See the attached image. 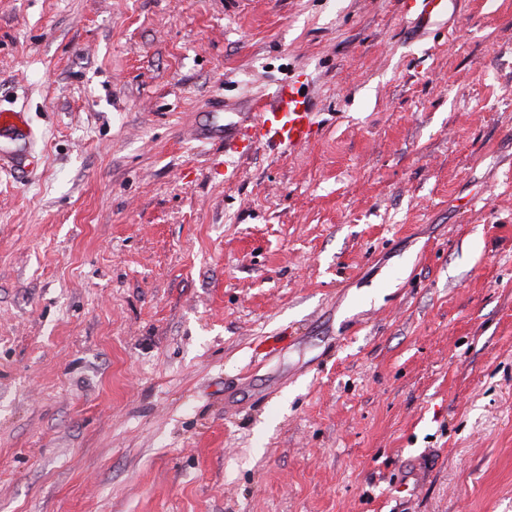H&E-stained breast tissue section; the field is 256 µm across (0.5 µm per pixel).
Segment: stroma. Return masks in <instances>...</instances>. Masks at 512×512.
<instances>
[{
  "label": "stroma",
  "mask_w": 512,
  "mask_h": 512,
  "mask_svg": "<svg viewBox=\"0 0 512 512\" xmlns=\"http://www.w3.org/2000/svg\"><path fill=\"white\" fill-rule=\"evenodd\" d=\"M1 105L0 512H512V0H0ZM274 97L275 106L255 109V112H261L256 124L240 125L229 134H224V124H216L211 138L218 139L227 150L238 153L248 151L253 143L270 139L288 150L304 146L314 133L312 104L290 83L281 85Z\"/></svg>",
  "instance_id": "obj_1"
}]
</instances>
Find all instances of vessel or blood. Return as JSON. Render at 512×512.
<instances>
[{"label":"vessel or blood","instance_id":"obj_1","mask_svg":"<svg viewBox=\"0 0 512 512\" xmlns=\"http://www.w3.org/2000/svg\"><path fill=\"white\" fill-rule=\"evenodd\" d=\"M275 106L260 109L259 120L241 125L232 131L215 126L213 138L229 150H249L253 143L276 140L279 145L296 149L309 142L314 133V108L293 84L281 85L274 94Z\"/></svg>","mask_w":512,"mask_h":512}]
</instances>
